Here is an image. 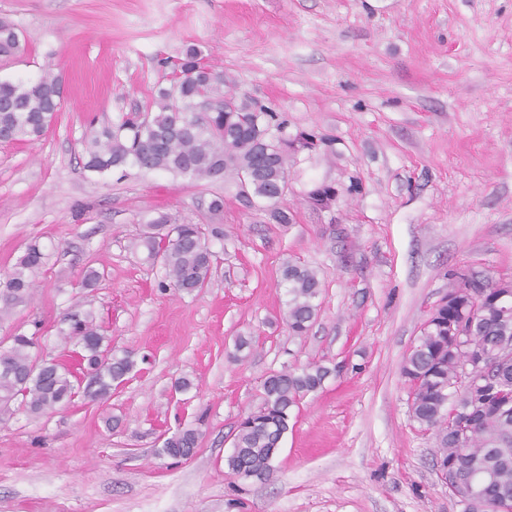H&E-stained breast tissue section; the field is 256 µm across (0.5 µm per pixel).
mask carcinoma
<instances>
[{
	"label": "carcinoma",
	"instance_id": "cac0c4a2",
	"mask_svg": "<svg viewBox=\"0 0 512 512\" xmlns=\"http://www.w3.org/2000/svg\"><path fill=\"white\" fill-rule=\"evenodd\" d=\"M21 49L14 27L0 21V57ZM62 77L47 70L34 83L0 81V133L13 142L35 141L53 125L63 103ZM324 143L314 135L288 139L287 126L275 114L224 93V73L189 45L172 63L170 88L159 91L145 112L129 113L113 126L91 129L83 142V167L99 174L135 166L201 179L217 173L232 179L237 196L253 207L276 205L288 184V169L299 149ZM336 191L320 186L311 201L331 207ZM219 231L204 224H180L167 214L146 222L138 245L160 265L168 286L185 294L207 287L218 258L208 244ZM39 242L26 246L11 272L0 276L5 304L31 295L33 277L45 265ZM282 279L288 288L286 324L296 336L310 330L318 312L322 282L303 264L287 262ZM62 340L79 349L80 384L70 367L41 361L31 352L35 339L17 332L0 345V414L18 405L41 414L69 403L79 392L105 401L131 378L136 363L117 354L90 310L68 312ZM512 280L462 275V285L430 314L421 336L401 365L409 385L410 416L424 431L437 433L438 462L458 468L473 480L480 499L495 512H512ZM332 369L322 364L283 369L262 384L260 405L238 424L233 450L224 458L242 478L268 479L274 471L290 413L322 389ZM201 430L186 428L166 437L159 457L183 458L197 448Z\"/></svg>",
	"mask_w": 512,
	"mask_h": 512
}]
</instances>
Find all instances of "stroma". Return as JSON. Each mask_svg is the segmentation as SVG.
<instances>
[{
	"label": "stroma",
	"mask_w": 512,
	"mask_h": 512,
	"mask_svg": "<svg viewBox=\"0 0 512 512\" xmlns=\"http://www.w3.org/2000/svg\"><path fill=\"white\" fill-rule=\"evenodd\" d=\"M1 17L24 49L0 58V81L50 66L64 101L40 140L0 144V274L31 240L50 255L0 339L32 334L37 355L66 360L60 320L81 304L138 374L103 403L1 419L0 512H465L400 366L456 273L512 277V0H0ZM190 44L289 136L325 137L289 170L292 223L245 207L221 175L84 169L88 124L145 109L170 84L162 59ZM321 183L336 189L328 210L308 199ZM161 213L220 230L204 291L163 287L131 250ZM289 260L323 285L301 337L283 320ZM90 266L107 277L86 292ZM311 362L338 372L292 412L273 475L232 474L265 377ZM199 417L191 460L156 456L161 433Z\"/></svg>",
	"instance_id": "stroma-1"
}]
</instances>
